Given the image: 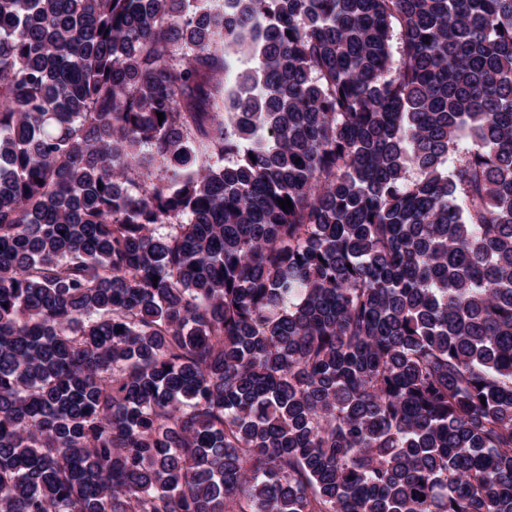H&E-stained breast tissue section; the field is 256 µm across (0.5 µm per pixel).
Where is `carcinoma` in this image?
I'll list each match as a JSON object with an SVG mask.
<instances>
[{
  "label": "carcinoma",
  "mask_w": 512,
  "mask_h": 512,
  "mask_svg": "<svg viewBox=\"0 0 512 512\" xmlns=\"http://www.w3.org/2000/svg\"><path fill=\"white\" fill-rule=\"evenodd\" d=\"M0 512H512V0H0Z\"/></svg>",
  "instance_id": "1"
}]
</instances>
